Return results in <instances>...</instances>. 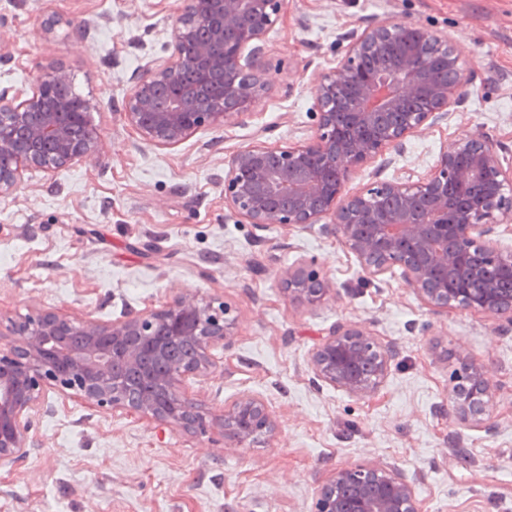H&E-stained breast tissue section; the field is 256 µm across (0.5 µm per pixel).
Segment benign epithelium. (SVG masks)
I'll use <instances>...</instances> for the list:
<instances>
[{
    "label": "benign epithelium",
    "mask_w": 512,
    "mask_h": 512,
    "mask_svg": "<svg viewBox=\"0 0 512 512\" xmlns=\"http://www.w3.org/2000/svg\"><path fill=\"white\" fill-rule=\"evenodd\" d=\"M284 0H184L173 28L172 52L144 62L133 73L124 116L139 135L158 146H175L202 127L240 123L266 89L265 40ZM346 42L336 65L318 76L313 91L318 134L308 142L255 145L224 165V203L230 212L260 226L321 230L341 238L363 269L381 276L402 270L407 286L437 309L505 316L512 325V296L487 290L475 295L471 278L512 268V253L493 241L495 230L512 224V165L504 164L482 136L465 131L417 180L397 179L349 194L350 174L410 135L448 117L472 77L460 45L420 24L383 19ZM441 67L455 75L442 82ZM68 75L47 68L27 89L0 90V196L17 188L23 170L56 173L99 155L101 144L90 113L93 98L61 100ZM168 91L162 108L155 92ZM288 295L317 305L336 293L335 284L290 268L283 274ZM235 319L224 303L186 292L159 309L107 322L79 320L46 308L13 326L14 339L0 349V463L28 455L32 418L51 392L77 395L99 409H120L160 425L193 431L201 424L181 390L215 367L212 349L231 343ZM191 343L197 359L172 364L173 346ZM378 365L376 378L359 377L365 356ZM464 376L453 388L457 417L483 422L495 384L488 367L455 351ZM391 354L363 326L337 325L311 354L323 382L363 397L388 370ZM136 374L146 390L129 398L115 364ZM216 424L244 444L258 433L273 435L276 422L265 402L243 394L224 405ZM315 512H422L414 483L394 468L366 462L337 468L321 485Z\"/></svg>",
    "instance_id": "obj_1"
}]
</instances>
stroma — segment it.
Segmentation results:
<instances>
[{"instance_id": "1", "label": "stroma", "mask_w": 512, "mask_h": 512, "mask_svg": "<svg viewBox=\"0 0 512 512\" xmlns=\"http://www.w3.org/2000/svg\"><path fill=\"white\" fill-rule=\"evenodd\" d=\"M182 0H0V87L49 66L98 100L91 162L24 170L0 198V341L46 307L109 320L193 291L236 319L217 368L192 385L205 418L190 433L56 393L31 423L35 446L0 464V512H315L336 468L384 462L416 481L424 512H512V326L501 317L424 305L400 269L373 277L319 227L262 228L224 205V163L265 143L314 138L313 82L333 67L338 34L388 18L461 39L482 93L448 118L354 170L348 192L425 176L458 133L488 136L512 162V0H285L266 38L272 80L244 123L203 128L178 145L144 140L126 120L127 80L166 59ZM303 264L338 294L292 299L282 275ZM361 325L394 350L388 374L356 398L320 381L310 355L336 324ZM488 365L495 394L481 425L454 414L455 348ZM250 393L278 424L240 445L212 418Z\"/></svg>"}]
</instances>
